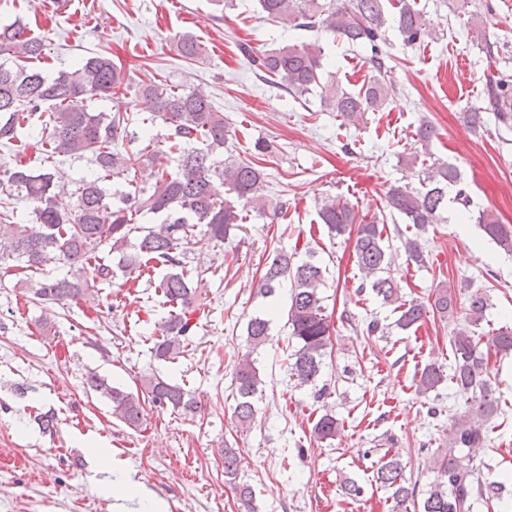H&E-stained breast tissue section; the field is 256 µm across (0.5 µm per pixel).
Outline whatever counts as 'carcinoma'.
<instances>
[{"mask_svg": "<svg viewBox=\"0 0 512 512\" xmlns=\"http://www.w3.org/2000/svg\"><path fill=\"white\" fill-rule=\"evenodd\" d=\"M256 7L269 20L286 21L294 28L324 31L339 42L359 47L369 54L375 75L356 93L342 91L321 82L324 50L318 43H288L278 48L239 45V52L252 69L277 79L285 91L297 96L319 91L320 101L349 121H357L366 112L380 109L388 96L382 81L388 54L389 23H394L404 44L415 47L426 27L423 13L411 0H398L397 11L389 14V0H255ZM45 39L35 36L21 24L0 26V55H8L14 65L0 64V147L21 152V130L40 123L38 135L42 162L37 169L17 161L0 164V263L12 260L19 267L38 271L56 256L66 259L72 276L46 278L35 297L44 304H60L82 298L92 285L84 278L85 266L106 244L117 258V269L137 277L146 275L152 264L169 268L154 285L162 305L173 307L154 339L152 353L162 361H171L183 353L186 340L197 328L191 288L197 271L188 268L187 245L201 230L209 239L224 244L230 232L243 223L238 204L251 208L274 222L287 210L284 201L265 197V174L251 160L221 158L231 130L224 113L215 108L207 94L199 89L175 90L163 82L138 88L148 98L153 112L139 119L144 125L161 120L167 127L165 142L179 151L171 169L162 161L166 151L153 141L137 139L130 132L134 119L127 112H93L87 96L110 97L121 86L120 69L106 53L78 61L54 76L27 65L44 56ZM182 58L193 61L201 54V43L191 35L178 41ZM491 112L498 122L512 123V77L501 74L486 81L482 111L467 113L473 123L481 112ZM91 156L97 166L95 177L82 179L75 190L60 171L64 158ZM154 169V181L139 185L130 173L142 163ZM460 184V172L448 163L427 177L423 190L392 186L386 192V205L400 214L414 229L404 241L407 260L426 262L421 236L431 224L442 220L448 186ZM29 207L20 223L11 209L12 202ZM142 212L163 216L151 226H137L133 216ZM318 217L328 233L354 237L356 263L364 275L359 289L369 288L386 304L395 306L399 317L395 326L409 330L420 326L427 313L443 318L454 315L455 302L448 289L435 294L432 303L403 301L398 297L391 277V245L385 242L379 225L359 219L342 196H327L318 206ZM477 223L484 234L504 252L512 254V225L502 224L490 209L478 212ZM295 254L279 252L262 277L259 293L270 297L285 281L290 282L287 324L296 340L289 371L301 386H314L321 374L331 341L330 322L325 315L322 288L326 269L308 252L296 262ZM485 297H469L467 318L474 325L484 318ZM249 351L235 366L237 404L235 414L247 426L254 416L253 399L261 378L253 353L269 341L270 320L260 312L246 326ZM454 351L453 373L446 377L436 363L425 366L416 380L421 397L437 390L447 379L459 393L466 395L464 411L454 418L448 453L430 461L437 479L425 492L421 512H473L480 500L500 499L506 490L502 482H486L463 449L479 448L487 440L484 424L497 415L499 400L492 387L487 358L468 334L451 337ZM489 349L499 355H512V328L501 327L491 338ZM86 387L106 398L112 415L129 426L141 423L144 400L140 395L111 385L94 371L86 374ZM147 399L159 409L187 413L196 409V401L184 386L154 374L143 380ZM339 422L331 413L322 414L314 425L320 439H332ZM224 474L236 478L242 459L236 449L223 450ZM376 481L392 490L397 508H407L416 498L415 488L403 476L398 455H384L376 462Z\"/></svg>", "mask_w": 512, "mask_h": 512, "instance_id": "1", "label": "carcinoma"}]
</instances>
